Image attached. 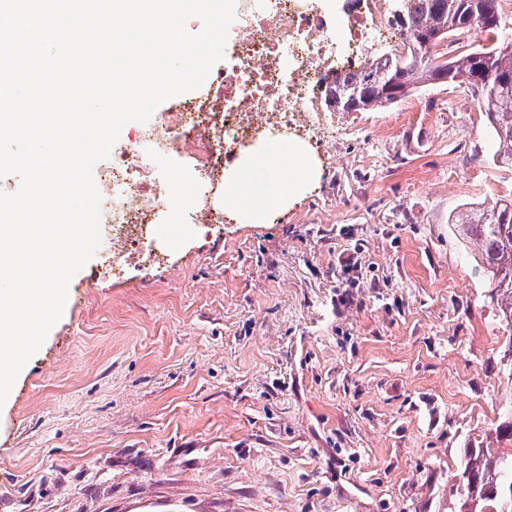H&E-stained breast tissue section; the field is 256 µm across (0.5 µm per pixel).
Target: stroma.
<instances>
[{
	"mask_svg": "<svg viewBox=\"0 0 512 512\" xmlns=\"http://www.w3.org/2000/svg\"><path fill=\"white\" fill-rule=\"evenodd\" d=\"M328 117L335 165L272 217L74 275L0 407V512H450L512 404L452 220L512 171L463 85Z\"/></svg>",
	"mask_w": 512,
	"mask_h": 512,
	"instance_id": "stroma-1",
	"label": "stroma"
}]
</instances>
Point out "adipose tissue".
<instances>
[{
    "label": "adipose tissue",
    "mask_w": 512,
    "mask_h": 512,
    "mask_svg": "<svg viewBox=\"0 0 512 512\" xmlns=\"http://www.w3.org/2000/svg\"><path fill=\"white\" fill-rule=\"evenodd\" d=\"M315 162L296 141L285 153L260 143L247 150L224 176V206L258 221L268 210L297 197L314 176Z\"/></svg>",
    "instance_id": "ef3b65f1"
}]
</instances>
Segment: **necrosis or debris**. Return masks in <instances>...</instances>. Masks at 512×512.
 Masks as SVG:
<instances>
[{"label":"necrosis or debris","instance_id":"necrosis-or-debris-1","mask_svg":"<svg viewBox=\"0 0 512 512\" xmlns=\"http://www.w3.org/2000/svg\"><path fill=\"white\" fill-rule=\"evenodd\" d=\"M389 2L350 0L339 23L320 0H236L232 59L178 107L129 128L98 169L102 272L167 262L156 225L223 223L224 173L253 140L290 129L328 150L336 129L313 104L328 74L360 69L367 43L388 39Z\"/></svg>","mask_w":512,"mask_h":512}]
</instances>
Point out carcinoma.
Listing matches in <instances>:
<instances>
[{
    "instance_id": "1",
    "label": "carcinoma",
    "mask_w": 512,
    "mask_h": 512,
    "mask_svg": "<svg viewBox=\"0 0 512 512\" xmlns=\"http://www.w3.org/2000/svg\"><path fill=\"white\" fill-rule=\"evenodd\" d=\"M395 17L404 29L403 49L383 52L355 72L324 79V101L336 112H374L410 96L423 84L464 85L487 117L492 163L512 170V50L504 49L501 0H402ZM482 23L496 42L454 59L436 51L448 38ZM461 239L478 244L479 265L487 277L500 322L512 329V197L471 206L455 216ZM496 441L512 443V407L495 427ZM480 476L496 493V512H512V452L476 448L459 472Z\"/></svg>"
}]
</instances>
